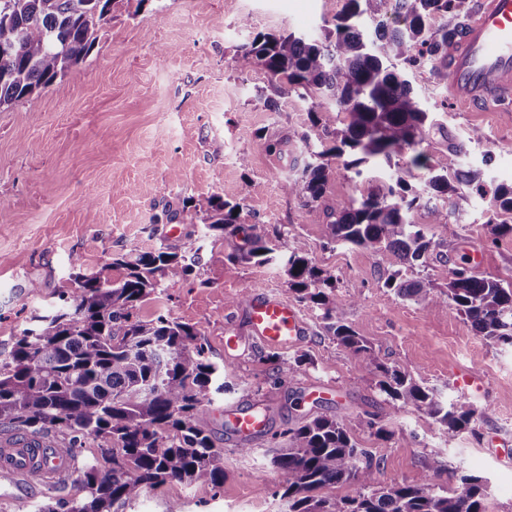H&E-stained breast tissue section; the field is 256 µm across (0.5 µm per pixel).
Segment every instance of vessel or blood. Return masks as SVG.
<instances>
[{"label":"vessel or blood","instance_id":"1","mask_svg":"<svg viewBox=\"0 0 512 512\" xmlns=\"http://www.w3.org/2000/svg\"><path fill=\"white\" fill-rule=\"evenodd\" d=\"M448 100L468 107L489 106L512 98V0H479L460 34L448 44ZM252 339L275 350L300 344L307 325L295 305L264 292L244 306ZM225 423L238 438L262 437L269 428L264 410L243 407ZM74 461L65 448L31 436H0V481L38 480L53 484L67 477Z\"/></svg>","mask_w":512,"mask_h":512}]
</instances>
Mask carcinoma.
<instances>
[{"instance_id": "cac0c4a2", "label": "carcinoma", "mask_w": 512, "mask_h": 512, "mask_svg": "<svg viewBox=\"0 0 512 512\" xmlns=\"http://www.w3.org/2000/svg\"><path fill=\"white\" fill-rule=\"evenodd\" d=\"M113 0H0V108L24 99L36 106L42 90L53 85L92 49L107 21ZM383 0H345L335 33L322 40L289 34H258L238 47L243 70L261 68L273 80L276 98L310 101L309 120L333 145L308 150L301 171L288 180V194L308 208L312 221L326 215L329 241L368 251L393 250L404 266L383 286L401 298L433 303L430 289L407 276L431 248L420 225L410 220L418 209L429 223L447 224L448 203L465 181L482 196L491 195L493 216L485 223L495 242L511 234L512 224L496 219L512 213V186L489 190L476 170H461L464 146L448 148L439 168L427 163L418 147L436 121L425 112L396 64L428 65L439 79L448 77V42L461 31L471 0H394V19L378 21L371 47L358 20ZM346 112V124L333 129V107ZM412 149L407 160H396ZM350 153L346 167L361 174L366 163L392 169L388 181L358 197L322 208L333 175L331 159ZM423 169L420 183L414 171ZM443 203L438 204L436 200ZM206 232L235 236L242 205L215 196L209 202ZM199 251L178 254L166 248L129 258L118 257L103 271L74 275V287L58 294L51 315L31 318L8 353H0V426L36 437L63 436L70 450L87 441L98 453L79 470L80 494L54 496L37 512H121L148 489L165 484H224V449L200 426L212 395L225 390L224 367L212 362L196 326L159 315L143 321L140 303L167 282L187 278ZM228 258L277 264L298 301L320 312L327 335L366 359L361 369L377 378L380 392L440 424L453 439L487 409L448 400L396 367L372 357L373 347L347 324L346 305L336 299L335 274L317 266L305 250L283 251L251 226ZM125 269L114 280L112 266ZM448 302L487 342L512 348V282L477 277L464 267L448 278ZM261 358L277 372L293 376L305 356ZM288 443L271 462L282 473L287 512H489L485 480L469 476L456 490L436 486L425 474L412 483L381 486L372 454L351 438L336 418L316 415L288 429ZM350 484L355 495L323 496L321 491Z\"/></svg>"}]
</instances>
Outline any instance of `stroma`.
I'll list each match as a JSON object with an SVG mask.
<instances>
[{
	"label": "stroma",
	"mask_w": 512,
	"mask_h": 512,
	"mask_svg": "<svg viewBox=\"0 0 512 512\" xmlns=\"http://www.w3.org/2000/svg\"><path fill=\"white\" fill-rule=\"evenodd\" d=\"M344 0H115L108 21L85 60L41 93L37 106L21 100L0 109V351H9L32 316L45 313L70 285L69 261L91 275L119 254L166 247L199 248L187 279L165 285L138 309L141 319L165 314L195 325L210 358L224 366L228 389L215 395L205 427L224 450V485L186 488L168 484L146 491L126 512H166L178 500L184 512H285L283 477L272 465L285 431L323 414L343 422L368 448L381 485L413 482L433 461L436 482L460 488L475 474L490 487L489 512H512V351L486 342L447 308L448 278L463 265L478 276L512 279V236L487 240L488 198L460 186L448 224L415 213L433 241L420 268L438 307L397 297L384 288L400 266L395 252L330 243L326 224L311 223L306 207L285 184L302 135L320 139L309 104L280 100L269 109L270 77L241 70L237 48L260 32L317 37L332 27ZM422 108L444 127L423 145L430 164L447 153V140L465 143L467 166L487 185L512 183V101L475 111L449 103L443 82L429 69L406 71ZM480 129L482 142L469 141ZM285 141L283 154L267 143ZM250 159L240 167V156ZM332 160L326 205L366 193L379 179L369 166L362 177ZM94 204H87V197ZM241 201L239 222L258 225L285 245L303 244L318 266L336 274V297L357 298L349 324L373 346L378 361L423 379L449 399L488 407L471 430L448 438L428 417L393 407L360 372V356L326 336L310 304L298 309L309 325L304 343L288 356L307 355L298 375L278 381L260 346L235 358L224 353L226 330L243 332V289L289 297L277 266L229 261L236 238H207L208 202ZM38 293H30V285ZM471 374L481 390L463 387ZM333 387L334 399L315 403L309 388ZM265 409L271 433L251 454L224 424L235 404ZM382 417L392 435L372 436L367 422Z\"/></svg>",
	"instance_id": "35a3bbf8"
}]
</instances>
